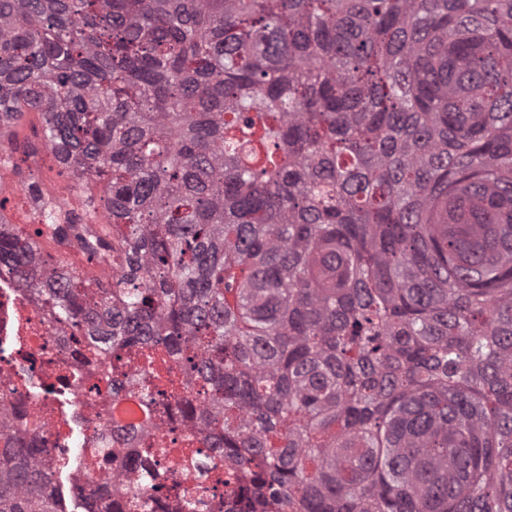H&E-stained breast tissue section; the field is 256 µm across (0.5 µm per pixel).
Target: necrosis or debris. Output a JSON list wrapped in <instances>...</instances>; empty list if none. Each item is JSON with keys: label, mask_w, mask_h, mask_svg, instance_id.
<instances>
[{"label": "necrosis or debris", "mask_w": 512, "mask_h": 512, "mask_svg": "<svg viewBox=\"0 0 512 512\" xmlns=\"http://www.w3.org/2000/svg\"><path fill=\"white\" fill-rule=\"evenodd\" d=\"M50 167L47 155L35 158L18 190L82 213L71 201L70 182L50 179ZM144 385L133 353L121 351L116 362L100 359L79 327L0 274V435L35 442L41 465L53 469L68 457L72 432H79L83 460L71 473V488L81 501L118 497L125 512H167L168 488L193 495L204 465L219 461L203 429L179 414L185 400L204 398L202 382L186 381L162 397L142 396ZM148 442L170 448V455L135 466V453Z\"/></svg>", "instance_id": "obj_1"}]
</instances>
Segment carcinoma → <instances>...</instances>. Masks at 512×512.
I'll return each mask as SVG.
<instances>
[{
    "mask_svg": "<svg viewBox=\"0 0 512 512\" xmlns=\"http://www.w3.org/2000/svg\"><path fill=\"white\" fill-rule=\"evenodd\" d=\"M31 112L120 268H0L154 392L198 346L240 512H512V0H0L1 149ZM37 456L0 512H62Z\"/></svg>",
    "mask_w": 512,
    "mask_h": 512,
    "instance_id": "1",
    "label": "carcinoma"
}]
</instances>
